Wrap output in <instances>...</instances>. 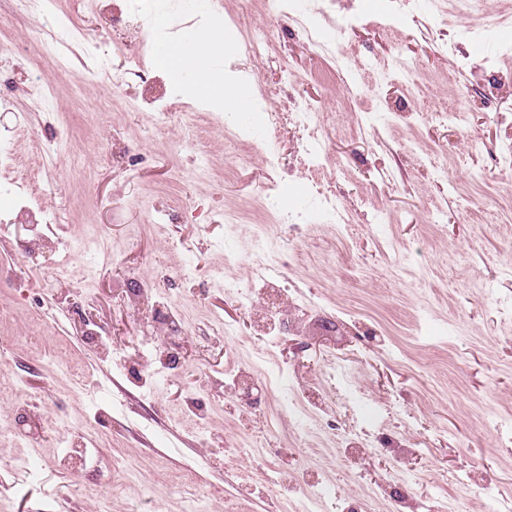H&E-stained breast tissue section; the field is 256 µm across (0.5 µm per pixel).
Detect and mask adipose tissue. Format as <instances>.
<instances>
[{
  "instance_id": "adipose-tissue-1",
  "label": "adipose tissue",
  "mask_w": 512,
  "mask_h": 512,
  "mask_svg": "<svg viewBox=\"0 0 512 512\" xmlns=\"http://www.w3.org/2000/svg\"><path fill=\"white\" fill-rule=\"evenodd\" d=\"M223 50L222 29L216 24L201 31L194 41L171 45L159 56L157 65L180 76H195L198 93L217 99L224 112L236 113L241 109L243 92L212 75L207 64L208 56L220 54Z\"/></svg>"
}]
</instances>
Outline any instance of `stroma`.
Segmentation results:
<instances>
[{"mask_svg":"<svg viewBox=\"0 0 512 512\" xmlns=\"http://www.w3.org/2000/svg\"><path fill=\"white\" fill-rule=\"evenodd\" d=\"M294 2L276 15L267 0L244 12L235 0H56L55 13L0 28V143L17 159L0 167V378L31 396H0V512H185L196 495L209 512H290L275 466L322 482L323 512L340 498L394 512L388 480L401 472L427 476L408 512L454 498L446 471L469 476L466 512H483L486 481L512 488V174L493 161L512 143V0ZM142 12L155 22L143 44ZM303 17L328 51L310 47ZM62 21L96 45L91 56L71 44L63 70L37 53ZM213 23L229 36L213 68L244 84L248 119L155 65ZM254 27L268 46L250 59ZM299 102L329 134L331 159L312 170L290 119ZM440 112L465 113L466 130ZM191 133L209 176L179 150ZM292 210L309 225L282 306L297 329L273 339L237 291L267 309L255 269ZM57 240L76 245L64 280L51 273ZM134 281L174 299L178 333L130 302ZM161 335L177 366L141 379L113 364ZM330 361L391 406L349 468L325 430L344 418L321 381ZM233 364L252 370L250 396L225 379ZM192 397L208 406L203 442ZM233 443L267 468L226 467Z\"/></svg>","mask_w":512,"mask_h":512,"instance_id":"1","label":"stroma"}]
</instances>
